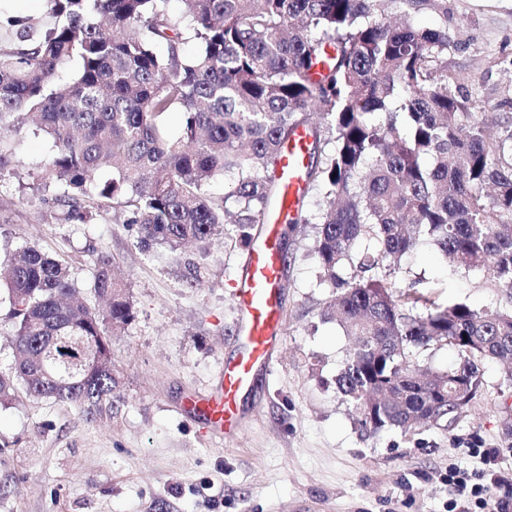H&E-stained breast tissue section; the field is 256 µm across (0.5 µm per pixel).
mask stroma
Instances as JSON below:
<instances>
[{
	"label": "stroma",
	"mask_w": 512,
	"mask_h": 512,
	"mask_svg": "<svg viewBox=\"0 0 512 512\" xmlns=\"http://www.w3.org/2000/svg\"><path fill=\"white\" fill-rule=\"evenodd\" d=\"M447 65L460 92L512 117V0H447ZM50 153L24 128L20 177L0 182V261L36 243L67 258L87 303L90 271L109 255L127 283L133 317L112 335L117 386L94 416L16 391L0 405V512H465L450 469L473 482L512 474V371L482 366L483 386L450 428L366 435L336 386L352 339L325 318L336 291L320 284L316 225L289 234L282 264L283 338L269 367L240 398L242 421L228 439L184 414L187 393L217 381L239 350L237 283L248 252L214 236L197 285L164 248H139L118 213L92 224L46 217L25 171ZM403 284L482 311L505 287L479 272L452 271L423 243L402 261Z\"/></svg>",
	"instance_id": "stroma-1"
}]
</instances>
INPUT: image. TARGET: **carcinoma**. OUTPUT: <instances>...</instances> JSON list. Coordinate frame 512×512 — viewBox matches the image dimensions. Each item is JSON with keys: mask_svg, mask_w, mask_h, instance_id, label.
<instances>
[{"mask_svg": "<svg viewBox=\"0 0 512 512\" xmlns=\"http://www.w3.org/2000/svg\"><path fill=\"white\" fill-rule=\"evenodd\" d=\"M43 2L50 27L6 17L0 180L32 122L52 143L33 186L55 222L89 224L110 207L175 260L217 232L250 248L279 196L281 150L304 127L322 206L311 217L300 201L289 230L318 224L331 316L355 339L336 384L361 429L449 428L481 389V364L512 360V293L480 312L407 292L399 277L426 240L449 266L512 287V119L463 123L471 100L448 76L447 0H182L178 18L167 0ZM424 9L441 21L413 24ZM175 114L181 131L167 138ZM220 176L231 182L215 197ZM2 287L14 352L0 403L20 388L93 417L116 380L112 354L94 356L81 337L132 318L112 259L97 258L90 282L102 311L67 303L78 292L69 262L34 245L0 267ZM431 343L459 361L425 378L410 348Z\"/></svg>", "mask_w": 512, "mask_h": 512, "instance_id": "1", "label": "carcinoma"}]
</instances>
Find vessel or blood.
<instances>
[{
  "label": "vessel or blood",
  "mask_w": 512,
  "mask_h": 512,
  "mask_svg": "<svg viewBox=\"0 0 512 512\" xmlns=\"http://www.w3.org/2000/svg\"><path fill=\"white\" fill-rule=\"evenodd\" d=\"M310 142L309 131L298 129L277 162L278 206L266 222L264 238L251 249L238 284V309L245 319L239 353L234 361L222 366L211 392L190 394L182 403L188 416L220 439L238 430V399L252 387L257 371L269 365L282 339L280 234L307 191L305 169Z\"/></svg>",
  "instance_id": "vessel-or-blood-1"
}]
</instances>
